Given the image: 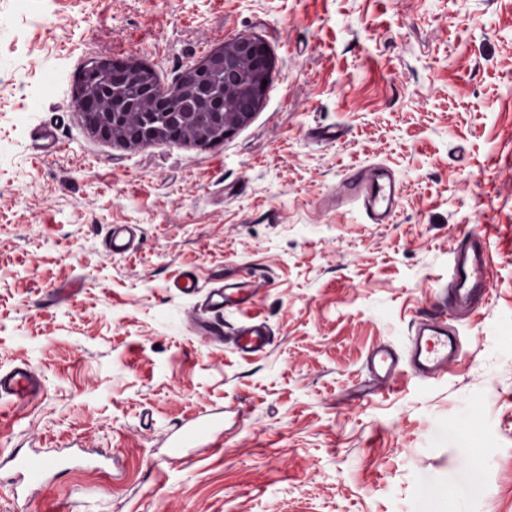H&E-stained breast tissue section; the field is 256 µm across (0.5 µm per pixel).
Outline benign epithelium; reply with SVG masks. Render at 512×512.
<instances>
[{
  "label": "benign epithelium",
  "instance_id": "7a95c632",
  "mask_svg": "<svg viewBox=\"0 0 512 512\" xmlns=\"http://www.w3.org/2000/svg\"><path fill=\"white\" fill-rule=\"evenodd\" d=\"M224 62L246 61L251 72L246 81L224 87V99H214L207 112H185L184 102L167 94V88L152 86L148 92L150 99L164 108L162 112H137L133 115L125 112H99L90 102V88L98 74L106 70L131 73L135 67L131 63H114L110 60H93L80 74L75 96L76 109L82 115L87 128L96 136L106 140L124 141L118 136L117 128L126 120L138 117L141 125L140 144H148L158 138H166L174 143L194 142L200 145L215 143L222 136L230 134L237 126L245 123L251 116L249 112H226L224 102L243 93H250L261 100L263 80L271 73V63L266 44L262 39L243 36L224 43V47L210 53L198 64L186 69L178 86L182 93L194 94L207 82L209 73L219 60Z\"/></svg>",
  "mask_w": 512,
  "mask_h": 512
}]
</instances>
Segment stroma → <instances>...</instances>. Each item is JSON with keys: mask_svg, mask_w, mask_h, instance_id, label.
<instances>
[{"mask_svg": "<svg viewBox=\"0 0 512 512\" xmlns=\"http://www.w3.org/2000/svg\"><path fill=\"white\" fill-rule=\"evenodd\" d=\"M240 36L271 77L219 144L123 145L76 110L88 60L169 86ZM361 166L400 182L391 223L332 200ZM115 224L136 251L106 253ZM480 231L491 300L459 361L364 391ZM187 269L263 281L266 353L192 329ZM21 362L44 392L0 401V454L56 476L17 500L0 465V512H512V0H0V368ZM204 408L206 446L170 456Z\"/></svg>", "mask_w": 512, "mask_h": 512, "instance_id": "obj_1", "label": "stroma"}]
</instances>
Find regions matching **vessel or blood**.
<instances>
[{
    "label": "vessel or blood",
    "instance_id": "b4317fda",
    "mask_svg": "<svg viewBox=\"0 0 512 512\" xmlns=\"http://www.w3.org/2000/svg\"><path fill=\"white\" fill-rule=\"evenodd\" d=\"M399 190L398 182L388 170L358 167L345 176L336 196L358 201L371 223L386 224L393 217ZM136 238V225L116 224L109 232L106 245L112 253L125 254L134 248ZM490 265L489 241L484 234H471L454 246L449 286L438 293L432 311L419 322L406 352L380 345L369 356L368 370L375 389L385 390L410 375L425 378L447 375L449 364L459 358V343L448 329L447 316L452 311L469 315L487 303L491 291ZM261 286V281L247 278L210 288L201 307L190 314L192 326L211 340L232 341L241 354L265 353L272 343V332L266 322L249 318L234 332L222 329L224 312L249 308ZM41 389L39 376L26 364L0 369V400L30 402L39 396ZM218 421V416L209 412L202 420L182 424L170 443L172 450L196 443L207 427ZM51 467V461L42 456H29L17 462L20 479L29 486L44 484Z\"/></svg>",
    "mask_w": 512,
    "mask_h": 512
}]
</instances>
